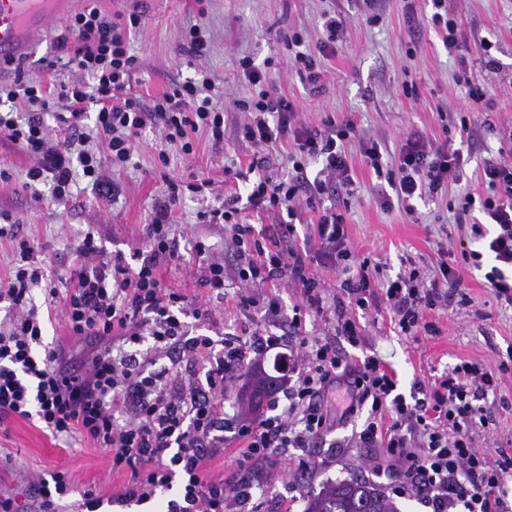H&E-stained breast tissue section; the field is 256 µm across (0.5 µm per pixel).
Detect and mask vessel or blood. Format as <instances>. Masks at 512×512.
I'll use <instances>...</instances> for the list:
<instances>
[{
    "label": "vessel or blood",
    "mask_w": 512,
    "mask_h": 512,
    "mask_svg": "<svg viewBox=\"0 0 512 512\" xmlns=\"http://www.w3.org/2000/svg\"><path fill=\"white\" fill-rule=\"evenodd\" d=\"M75 0H0V80L30 58L50 33L52 22L66 19Z\"/></svg>",
    "instance_id": "b4317fda"
}]
</instances>
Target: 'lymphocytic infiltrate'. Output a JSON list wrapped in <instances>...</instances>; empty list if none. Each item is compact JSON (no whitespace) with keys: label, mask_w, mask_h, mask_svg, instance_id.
Listing matches in <instances>:
<instances>
[{"label":"lymphocytic infiltrate","mask_w":512,"mask_h":512,"mask_svg":"<svg viewBox=\"0 0 512 512\" xmlns=\"http://www.w3.org/2000/svg\"><path fill=\"white\" fill-rule=\"evenodd\" d=\"M139 24L137 14L109 16L94 2L71 16L67 28L76 39L60 42V58L81 78L59 83L58 98L67 112L62 119L68 130L64 139H53L44 121L51 103L41 83L0 84V103L8 108L20 103L26 111L21 119L9 111L0 113V138L34 158L25 183L33 199L41 197L39 184L49 181L54 200L68 201L78 171L100 197H111L114 187L107 168L125 167L134 138L154 121L160 124L162 141L180 143L183 154H192L190 135L199 130L214 145H223L224 106L211 96L215 79L209 73L200 71L173 85L148 107L127 96L137 64L129 40ZM345 25L342 14L326 15V38L312 54L302 51L299 34L287 37L304 84L314 87L320 82L318 61L335 53ZM240 66L251 86L250 97L240 103L250 114L241 138L266 149L289 137L297 155L288 177L260 176L248 200L267 213H287L289 221L276 224L272 234L256 233L253 225L238 221L234 196L200 211L198 217L205 224L223 225L238 248L239 307H254L258 289L270 283L292 284L301 293L291 319L297 327L306 313L324 312L320 281L308 251L294 241L291 222L299 202L313 204L328 190L325 181L309 178L304 161L322 160L329 174L349 183L345 142L353 125L331 119L319 131L297 126L295 100L275 92L252 59L242 58ZM88 119L94 122L91 136L82 130ZM99 143L105 152L96 151ZM462 163L460 152L447 145L407 139L387 176L390 190L379 195L381 207L438 193L457 179ZM482 178L492 196L478 204L464 194L456 219L470 225L477 237L483 229L474 223L473 209H481L495 224L489 249L496 264L485 278L495 298L512 305V155L487 163ZM213 185L208 177L189 182L167 178L166 192L131 255L105 256L93 235H86L78 247L81 265L74 285L63 295L39 260L37 247L20 235L18 224H0V238L14 242L16 256L8 279L0 280V301L8 304L0 324V423L34 419L53 436L77 434L107 449L113 470L130 474L113 494L114 502L143 504L173 488L177 494L168 501L167 512H237L249 499L253 473L261 470L271 479L284 475L281 451L311 447L339 421L358 419L362 426L355 433L357 442L375 451L369 465L391 473L399 494L424 500L433 512H512L506 500L512 457L497 448L477 447L473 437L476 428L488 425L483 408L473 403L476 394L495 388L511 367L503 363L492 370L464 360L441 375L416 380L406 397L397 391L394 370L381 359L353 360L320 336L299 337L283 358L288 405L281 413L269 416L236 405L232 425L244 445L235 460L236 482L204 480L215 449L224 445L220 400L228 384L243 367H261L267 346L274 342L258 332L219 343L192 333L191 325L213 323L210 300H189L167 288L160 276L162 267L183 258L171 222L173 207L185 193L202 196ZM316 237L322 257L345 275L341 286L349 307L337 312L333 330L351 346L363 341L351 311L366 309L378 291L402 333H435L425 314L448 299L438 284L455 286L461 281L448 262H440L439 279L430 281L413 269L382 280L380 264L367 258L349 266L352 250L343 216L329 208L319 217ZM38 289L46 303H60L71 340L84 347L83 358L45 342L34 297ZM118 344L124 345V352H115ZM170 352L193 364L204 363V381L188 382L172 368L156 367V356ZM74 492L80 495V512H100L104 499L96 487L75 490L61 469L32 480L29 512H60L64 499Z\"/></svg>","instance_id":"1"}]
</instances>
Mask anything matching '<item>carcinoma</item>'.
Masks as SVG:
<instances>
[{
	"label": "carcinoma",
	"instance_id": "1",
	"mask_svg": "<svg viewBox=\"0 0 512 512\" xmlns=\"http://www.w3.org/2000/svg\"><path fill=\"white\" fill-rule=\"evenodd\" d=\"M273 379L266 375L254 381L247 401L259 408L275 392ZM305 512H401L396 501L379 487L360 480L339 481L326 485L307 497Z\"/></svg>",
	"mask_w": 512,
	"mask_h": 512
}]
</instances>
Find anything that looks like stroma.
Returning <instances> with one entry per match:
<instances>
[{"mask_svg":"<svg viewBox=\"0 0 512 512\" xmlns=\"http://www.w3.org/2000/svg\"><path fill=\"white\" fill-rule=\"evenodd\" d=\"M446 3L463 31L458 47L452 50L444 47L430 24L431 0H378V19L373 23L361 14L355 0H98L105 13L133 12L141 18L131 35V51L138 59L132 90L144 104L193 76L195 69L215 75L224 97V144L213 146L200 131L192 136L193 154L186 155L179 146H162L158 126L147 125L128 166L110 173L117 194L107 200L97 198L91 185L79 177L69 200L56 203L46 185L41 188V200L32 199L24 185L32 158L0 140V169L9 175L0 181V212L19 222L21 235L34 242L40 259L55 271V285L62 293L72 285L75 252L85 233H92L108 255L129 253L141 242L144 226L165 193L163 176L167 173L217 177L222 169H230L235 176L224 184L222 195L242 198V222L261 233L274 221H287V214L276 217L245 202L254 177L287 176L288 156L294 151L289 138L261 152L237 136L248 119L239 106L251 92L239 64L247 56L265 64L270 83L296 101L297 125L320 129L330 118L355 125V134L345 145L349 185L326 193L317 207H299L294 219L297 238L313 236L322 210L332 206L344 217L355 259L367 257L381 264L386 279L410 268L428 275L446 253L455 260L465 250L482 254V268L464 269L452 301L428 312V320L439 328L436 335L416 342L394 329L391 313L380 299L353 313L364 344L352 347L340 339L337 348L355 359L367 355L382 359L395 370L398 391L405 395L410 394L415 379L440 375L464 359L498 368L512 348V306L497 301L484 279L485 267L493 263L488 243L494 228L485 225L484 238H474L467 225L456 222L453 206L467 192L478 200L488 196L490 190L481 178L485 163L512 153V0ZM332 5L346 15L347 29L335 55L323 63L320 89L312 93L292 66L284 37L298 32L305 48H315L324 38L322 14ZM193 24L204 28L208 38L207 50L199 55L190 52L182 36L184 28ZM66 33V24L55 26L19 72V79L53 86L51 64ZM484 40L491 43L490 52H483L480 43ZM408 83L415 85L416 96L405 95ZM474 87L484 92L481 102L469 97ZM452 115L457 118L453 124L448 121ZM415 134L462 150L465 163L460 179L438 194L413 199L410 205L381 208L377 201L380 180L368 166L362 147L377 143L381 165L390 170L401 145ZM162 151L167 154L163 161L158 158ZM221 197L201 199L188 194L175 207L172 216L185 259L180 265L163 267L161 276L175 291L206 300L210 290L201 283L204 262L193 244L200 240L211 251L223 254L227 278L224 299L215 305L216 329L237 335L255 328L272 329L280 343L265 358L270 366L294 346L298 335L325 333L344 297L343 276L318 256H311L310 265L321 281L325 312L304 316L300 329L288 325L300 293L284 284L276 282L261 291L262 296L279 299V316H269L259 306L241 311L234 248L222 225L198 220L199 211L221 205ZM482 404L489 424L476 428V445L497 446L512 455V375H504ZM356 428L351 422L312 447L288 449V456L313 457L320 465L295 470L289 481L272 485L257 477L259 512H303L306 495L352 478L391 491L389 474L365 467L372 451L355 447L352 435ZM57 468L68 470L75 488L67 500L69 512H74L78 492L84 487L95 486L107 499L129 478L128 473L113 472L108 451L80 436L56 438L38 424L16 418L0 425V496L24 504L31 478Z\"/></svg>","mask_w":512,"mask_h":512,"instance_id":"stroma-1","label":"stroma"}]
</instances>
